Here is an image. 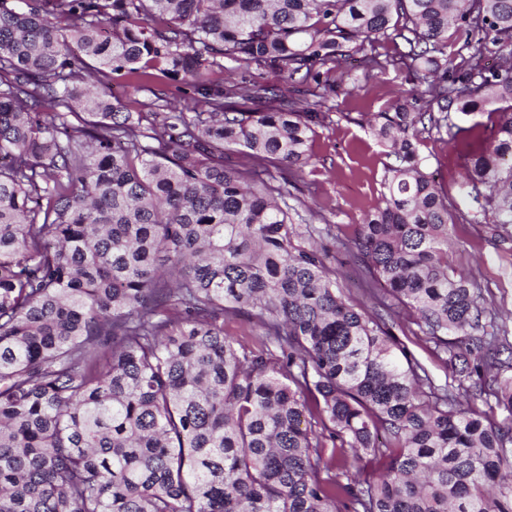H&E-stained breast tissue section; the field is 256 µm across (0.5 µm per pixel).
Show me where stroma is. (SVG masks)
I'll list each match as a JSON object with an SVG mask.
<instances>
[{
    "label": "stroma",
    "instance_id": "obj_1",
    "mask_svg": "<svg viewBox=\"0 0 512 512\" xmlns=\"http://www.w3.org/2000/svg\"><path fill=\"white\" fill-rule=\"evenodd\" d=\"M413 86L404 73L390 70L367 88L330 96V119L316 127L311 143L313 163L304 169L288 200L294 223L327 226L339 236L351 235L380 197L387 162L385 147L358 118L384 111ZM156 91L181 111L191 96L181 84L166 80L153 82L148 91L133 90L123 82L114 86L113 95L122 111L140 112ZM495 123L492 112L451 113L449 132L431 136L419 152L429 169L441 174L449 202L463 217L455 243L448 249L454 268L480 279L487 301L507 314L506 326L512 330V256L488 243L486 218L478 203L459 191L467 160L492 137Z\"/></svg>",
    "mask_w": 512,
    "mask_h": 512
}]
</instances>
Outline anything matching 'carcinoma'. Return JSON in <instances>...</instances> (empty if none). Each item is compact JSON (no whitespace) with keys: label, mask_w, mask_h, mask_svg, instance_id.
<instances>
[{"label":"carcinoma","mask_w":512,"mask_h":512,"mask_svg":"<svg viewBox=\"0 0 512 512\" xmlns=\"http://www.w3.org/2000/svg\"><path fill=\"white\" fill-rule=\"evenodd\" d=\"M390 68L380 203L326 233L369 314L286 197L329 94ZM148 70L191 116L118 109ZM453 110L497 114L461 189L512 241V0H0V512H512V342L419 153ZM147 84L151 88L155 89L156 92L164 93V97L168 101L172 102L178 108V111L192 112L186 108L190 101L189 99L191 92L188 89L182 87V84L166 80H162L161 82L151 81ZM336 266V277L339 285L343 288L345 295L354 303L367 308L370 312L375 311L373 302L364 291L366 288L358 263L345 254H338L337 260L332 261ZM398 334L416 358L427 366L431 375L438 383H444L446 379L448 380L451 371L449 367L432 355L431 344L421 341L417 336H412L410 333H408L409 336L407 337L402 336L401 333Z\"/></svg>","instance_id":"cac0c4a2"}]
</instances>
